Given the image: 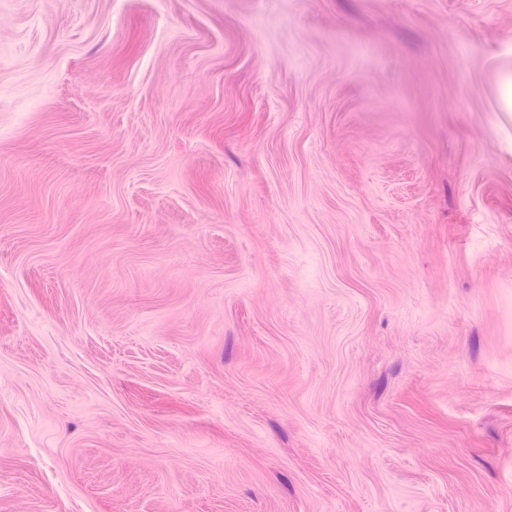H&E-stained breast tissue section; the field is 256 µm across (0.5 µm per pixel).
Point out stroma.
<instances>
[{
    "label": "stroma",
    "instance_id": "35a3bbf8",
    "mask_svg": "<svg viewBox=\"0 0 512 512\" xmlns=\"http://www.w3.org/2000/svg\"><path fill=\"white\" fill-rule=\"evenodd\" d=\"M512 0H0V512H512ZM498 112L512 118V70H500L496 82Z\"/></svg>",
    "mask_w": 512,
    "mask_h": 512
}]
</instances>
